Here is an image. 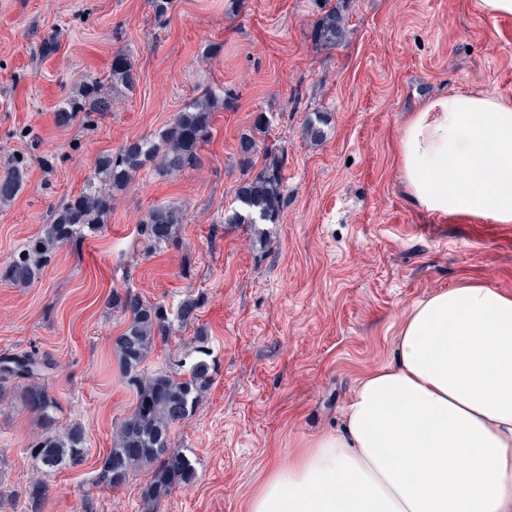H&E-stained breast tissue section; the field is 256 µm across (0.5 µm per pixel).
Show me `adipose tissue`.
<instances>
[{
    "instance_id": "obj_1",
    "label": "adipose tissue",
    "mask_w": 512,
    "mask_h": 512,
    "mask_svg": "<svg viewBox=\"0 0 512 512\" xmlns=\"http://www.w3.org/2000/svg\"><path fill=\"white\" fill-rule=\"evenodd\" d=\"M399 167L428 213L512 224V104L433 99ZM249 512H512V293L465 282L416 302L341 428L289 452Z\"/></svg>"
}]
</instances>
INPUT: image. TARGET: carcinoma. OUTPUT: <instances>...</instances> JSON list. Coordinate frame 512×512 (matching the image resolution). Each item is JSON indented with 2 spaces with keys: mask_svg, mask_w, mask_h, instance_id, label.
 Wrapping results in <instances>:
<instances>
[{
  "mask_svg": "<svg viewBox=\"0 0 512 512\" xmlns=\"http://www.w3.org/2000/svg\"><path fill=\"white\" fill-rule=\"evenodd\" d=\"M343 26V18L336 10L329 9L314 26L315 40L336 45L342 39ZM110 76L114 85L134 86L137 76L128 55L115 56ZM218 106V97L207 93L177 112L154 136L127 142L116 152L99 156L81 191L61 205L42 235L29 240L0 268V279L20 287L37 281L59 247L82 233L99 230L101 221L112 209L113 193L126 187L141 170L151 168L156 175L166 177L196 164ZM110 111L112 99L103 92V83L90 79L66 99L58 112V121L63 125L77 119L91 123L92 115ZM323 125L325 121L319 115L309 120L304 126L305 136L312 141L322 140ZM255 152V139L240 137L239 161L247 172L255 166ZM26 171L24 159L11 157L8 171L0 176L1 204L13 201L21 190ZM282 184L278 162L244 179L236 188L235 197L246 210H231L224 215V223L248 224L251 212L262 214L269 224L278 223L286 203ZM183 220L182 209L157 206L139 224V236L148 247L162 245L171 240ZM201 306L200 295L184 296L177 307L179 321L185 325L194 323ZM112 309L126 317V327L114 345L127 382L136 389L137 402L113 435L112 448L102 461L97 483L116 489L131 474L149 468L152 476L143 492V504L150 512H157L160 502L174 486H188L196 479L189 457L169 449L168 432L173 424L195 413L199 397L211 386V368L204 359L208 352L196 350V361L184 373L163 370L146 375L141 365L155 346V339L166 334L171 312L165 303L149 301L130 289L112 295ZM47 368L49 363L35 354L6 357L0 362V379L26 381L24 402L39 413L42 421V432L27 452L37 468L51 472L80 465L87 443L85 432L77 423L59 430L57 406L45 384ZM45 495L43 484L31 485L30 512H41Z\"/></svg>",
  "mask_w": 512,
  "mask_h": 512,
  "instance_id": "cac0c4a2",
  "label": "carcinoma"
}]
</instances>
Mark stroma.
Here are the masks:
<instances>
[{
	"mask_svg": "<svg viewBox=\"0 0 512 512\" xmlns=\"http://www.w3.org/2000/svg\"><path fill=\"white\" fill-rule=\"evenodd\" d=\"M344 18L334 46L312 29L321 0H172L157 25L150 0H0V175L28 160L24 185L0 207V266L39 236L80 191L94 159L157 133L207 90L226 91L200 161L166 178L140 171L112 197L98 232L60 247L28 287L0 282V359L30 351L54 364L46 386L61 426L88 436L83 465L36 469L41 433L23 383L0 385V512H83V496L137 395L113 342L124 319L113 293L177 305L204 297L195 324L172 322L146 371L175 370L204 332L212 384L172 427L171 450L197 478L159 512H247L250 496L291 449L338 428L359 378L389 362L400 318L416 300L464 281L512 293V224L437 216L412 199L396 161L399 137L432 98L488 91L512 102V16L476 0H331ZM55 50L43 53L47 40ZM127 54L138 83L111 88L94 128L60 124L80 82L108 81ZM324 113L325 137L303 128ZM269 121L256 132L257 115ZM277 148L286 204L278 223L228 224L243 179L238 144ZM185 212L173 239L139 246L150 208ZM150 473L98 488V512H143Z\"/></svg>",
	"mask_w": 512,
	"mask_h": 512,
	"instance_id": "stroma-1",
	"label": "stroma"
}]
</instances>
